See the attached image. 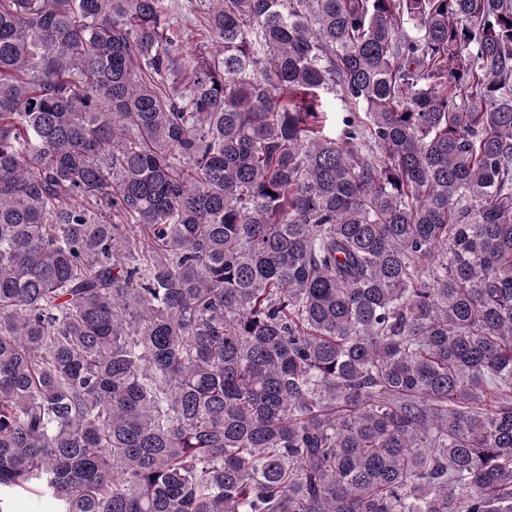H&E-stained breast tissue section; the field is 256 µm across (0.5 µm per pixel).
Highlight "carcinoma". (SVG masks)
<instances>
[{
  "mask_svg": "<svg viewBox=\"0 0 512 512\" xmlns=\"http://www.w3.org/2000/svg\"><path fill=\"white\" fill-rule=\"evenodd\" d=\"M31 491L512 512V0H0V508ZM173 28L180 33L182 40L183 55L188 56L195 51V33L199 32L204 25L203 14H197L196 19L187 18L180 12L173 16Z\"/></svg>",
  "mask_w": 512,
  "mask_h": 512,
  "instance_id": "1",
  "label": "carcinoma"
}]
</instances>
